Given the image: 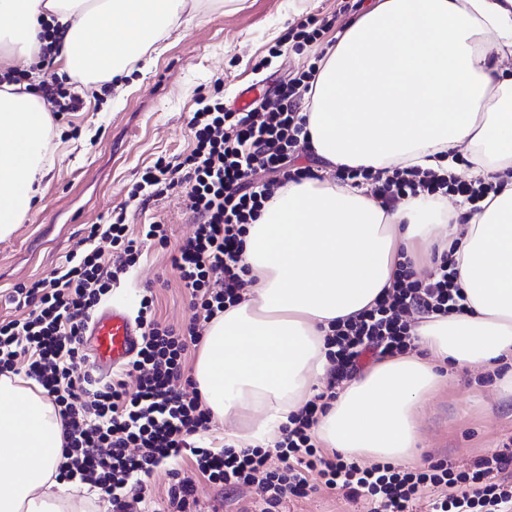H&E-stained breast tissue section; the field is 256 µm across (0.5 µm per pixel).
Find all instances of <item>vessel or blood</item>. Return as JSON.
Wrapping results in <instances>:
<instances>
[{"instance_id": "obj_1", "label": "vessel or blood", "mask_w": 512, "mask_h": 512, "mask_svg": "<svg viewBox=\"0 0 512 512\" xmlns=\"http://www.w3.org/2000/svg\"><path fill=\"white\" fill-rule=\"evenodd\" d=\"M142 330L121 303H108L88 320L82 344L91 370L101 376L132 359L141 346Z\"/></svg>"}]
</instances>
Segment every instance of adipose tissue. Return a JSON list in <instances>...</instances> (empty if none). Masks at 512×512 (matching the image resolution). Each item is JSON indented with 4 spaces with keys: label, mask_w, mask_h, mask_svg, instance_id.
Returning <instances> with one entry per match:
<instances>
[{
    "label": "adipose tissue",
    "mask_w": 512,
    "mask_h": 512,
    "mask_svg": "<svg viewBox=\"0 0 512 512\" xmlns=\"http://www.w3.org/2000/svg\"><path fill=\"white\" fill-rule=\"evenodd\" d=\"M187 0H0V75L54 61L90 87L126 73L184 24ZM512 0H374L319 65L303 117L323 165L288 182L250 224L242 299L208 324L193 378L225 444L270 446L323 389L332 324L370 309L399 264L436 270L452 253L465 309L412 328L415 353L345 381L314 428L319 447L399 464L420 460L418 415L450 375L512 359ZM52 125L31 82H0V238L37 209L52 166ZM505 181L480 204L426 195L388 209L336 170L391 167ZM63 424L38 385L0 376V512H85L57 480Z\"/></svg>",
    "instance_id": "adipose-tissue-1"
}]
</instances>
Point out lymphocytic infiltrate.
Listing matches in <instances>:
<instances>
[{
	"label": "lymphocytic infiltrate",
	"instance_id": "1",
	"mask_svg": "<svg viewBox=\"0 0 512 512\" xmlns=\"http://www.w3.org/2000/svg\"><path fill=\"white\" fill-rule=\"evenodd\" d=\"M313 76L308 69L281 81L270 106L228 112L217 100L197 109L189 121L190 153L158 157L129 192L132 201L180 194L194 219L192 235L172 257L190 296L192 314L185 327L158 321L152 297L143 296L136 317L143 342L136 357L109 381L89 374L81 336L92 312L136 265L143 244L164 247L169 241L167 225L132 229L123 208L111 222L89 225L83 248L63 265L15 288L11 300L27 308L26 317L0 320V376L25 373L62 418L65 461L59 480L99 490L110 498L113 512H138L145 500L144 476L184 454L190 455L194 473L172 470L168 499L159 512H198L197 474L222 486L251 489L263 512H279L288 498L310 491L312 473L326 489L348 498L371 496L375 512H412L428 489L434 492L428 512H512V452L482 457L467 471L444 460L405 470L389 462L326 456L311 433L364 353L404 354L411 346L413 316L460 309L465 296L449 254L424 278L400 268L376 307L333 327L326 388L289 416L273 447L210 448L197 440L211 415L198 396L176 387L185 374L184 355L200 343L215 316L242 298L246 270L238 261L248 224L280 188L314 174L313 167L295 164L297 147L307 141L300 111ZM336 174L370 181L374 197L388 208L409 194L457 193L477 202L500 189L496 183L468 184L417 168L386 175L341 167ZM105 243L113 258L105 257Z\"/></svg>",
	"mask_w": 512,
	"mask_h": 512
}]
</instances>
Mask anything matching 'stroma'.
Returning a JSON list of instances; mask_svg holds the SVG:
<instances>
[{"label":"stroma","mask_w":512,"mask_h":512,"mask_svg":"<svg viewBox=\"0 0 512 512\" xmlns=\"http://www.w3.org/2000/svg\"><path fill=\"white\" fill-rule=\"evenodd\" d=\"M372 0H224L201 19L156 45L147 72L131 69L121 86L102 84L84 91L78 111L54 119L53 167L41 183L39 209L0 239V319L24 317L9 296L63 264L78 250L90 224L109 221L124 204L139 173L158 156L189 153L188 127L201 101L221 100L226 109L245 89L258 85L256 60L268 55L291 26L308 18L324 25L310 45H286L271 70L285 74L308 69L337 40L347 20ZM130 224H167L168 247L145 246L108 298L138 310L144 289H152L163 322L179 327L190 314L189 298L172 267V254L193 226L174 194L129 208ZM497 372L460 376L426 405L420 422L422 459H445L466 469L512 439V400L495 397ZM196 496L203 512H260L251 495L198 479ZM285 512H374L365 497L348 499L317 490L287 501Z\"/></svg>","instance_id":"obj_1"}]
</instances>
